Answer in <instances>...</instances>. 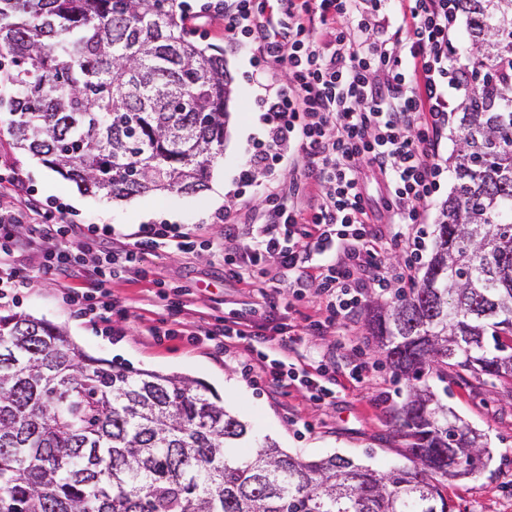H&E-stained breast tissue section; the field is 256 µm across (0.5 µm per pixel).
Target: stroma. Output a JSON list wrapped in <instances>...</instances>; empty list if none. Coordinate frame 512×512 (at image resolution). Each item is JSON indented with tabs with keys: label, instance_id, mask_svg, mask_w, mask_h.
<instances>
[{
	"label": "stroma",
	"instance_id": "obj_1",
	"mask_svg": "<svg viewBox=\"0 0 512 512\" xmlns=\"http://www.w3.org/2000/svg\"><path fill=\"white\" fill-rule=\"evenodd\" d=\"M207 0H185L187 37L210 52L221 54L232 77V92L224 124V151L211 169L205 190L195 193H151L124 201H107L80 193L72 181L45 166L38 158L21 153L6 131L7 116L0 113V162L20 168L23 186L0 182V208L12 210L24 201L53 205L74 214L83 224H109L122 234L137 231L139 212L152 213L154 222L165 221L167 212L178 215L181 224H196L204 237L220 235L221 225L212 217L224 211L229 221H245L248 213L264 206V179L250 189H241L238 179L247 139L238 137L241 125L263 135L258 107L259 88L251 75L252 54L224 41V20L206 10ZM228 182L220 206H212V188ZM148 279L124 280L111 287L119 304L145 307L153 280L183 285L191 293L194 309L218 316L249 301V283L225 279L224 266L209 256H183L163 252L150 257ZM368 290L348 334L364 349L377 368L359 382L339 376L334 403L318 406L294 387L271 392L264 382L245 378L241 355L235 348L224 351L197 347L187 337L160 341L142 335L138 317L119 323L118 333L106 334L71 315L53 273H37L30 288L21 293L14 309L60 326L88 354L109 361L120 360L134 370L180 373L210 386L226 409L244 422L250 438L240 443L239 455L254 453L258 440L269 438L289 454L315 459L338 454L379 470L406 465V439L399 430V412L408 391L406 380L385 360L384 352L367 325L370 308L381 301ZM436 396L472 428L485 433L493 459L475 475L448 483L454 512H512V381L476 379L469 372L452 369L447 379L428 376Z\"/></svg>",
	"mask_w": 512,
	"mask_h": 512
}]
</instances>
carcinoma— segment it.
I'll list each match as a JSON object with an SVG mask.
<instances>
[{"mask_svg":"<svg viewBox=\"0 0 512 512\" xmlns=\"http://www.w3.org/2000/svg\"><path fill=\"white\" fill-rule=\"evenodd\" d=\"M467 56L454 186L416 287L369 328L409 384V466L273 442L203 382L95 358L0 313V512H452L445 481L492 459L425 377L512 380V0H460ZM182 0H0V112L14 148L107 200L197 192L223 155L231 78Z\"/></svg>","mask_w":512,"mask_h":512,"instance_id":"1","label":"carcinoma"}]
</instances>
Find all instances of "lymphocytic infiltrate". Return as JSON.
<instances>
[{
	"label": "lymphocytic infiltrate",
	"instance_id": "lymphocytic-infiltrate-1",
	"mask_svg": "<svg viewBox=\"0 0 512 512\" xmlns=\"http://www.w3.org/2000/svg\"><path fill=\"white\" fill-rule=\"evenodd\" d=\"M267 0H209L224 19V38L252 51V78L266 129L245 151L241 186L264 174L273 187L258 222L228 224L219 238L200 240L185 224H146L123 240L108 224H80L60 210L30 208L0 214V301L16 302L37 269L64 274L62 294L92 325L131 316L108 299L115 280L146 277L145 262L160 251L185 255L205 250L222 260L224 276L253 287L243 309L212 318L197 313L182 328L152 321L155 339L175 334L198 344L241 349L246 376L277 390L298 386L317 405L336 397V374L362 380L365 362L347 354L342 365L313 359L300 337L259 326L273 298L286 307L304 297L309 283L325 319L309 321V335L354 322L365 288H410L421 260L429 205L438 193L441 133L448 125V91L461 79L451 60L449 30L456 0H277L284 18L273 22ZM395 13L394 31H371V18ZM285 65L275 84L268 62ZM376 167L386 191V225L362 191L363 165ZM296 177L276 183L282 166ZM111 241L108 250L101 241ZM404 243L406 259L390 273L385 255ZM279 274L271 276L269 263Z\"/></svg>",
	"mask_w": 512,
	"mask_h": 512
}]
</instances>
